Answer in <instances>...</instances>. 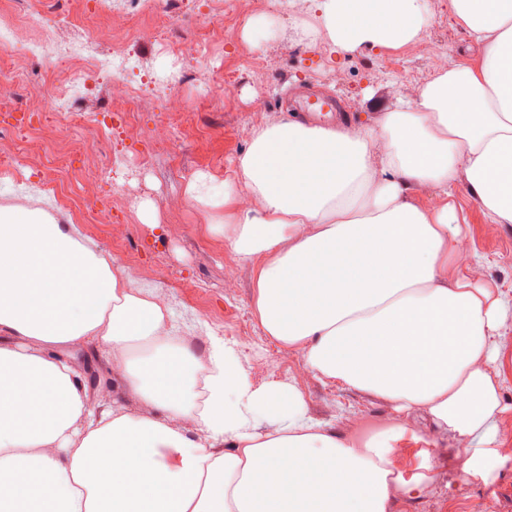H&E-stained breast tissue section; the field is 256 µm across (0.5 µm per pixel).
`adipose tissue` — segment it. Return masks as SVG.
<instances>
[{
  "instance_id": "adipose-tissue-1",
  "label": "adipose tissue",
  "mask_w": 512,
  "mask_h": 512,
  "mask_svg": "<svg viewBox=\"0 0 512 512\" xmlns=\"http://www.w3.org/2000/svg\"><path fill=\"white\" fill-rule=\"evenodd\" d=\"M312 39L331 48L415 44L429 0H311ZM477 49L413 105L343 131L283 119L254 129L232 178L190 181L239 260L255 265L253 310L316 377L386 401L394 423L367 437L310 416L292 383L253 387L233 345L200 358L141 281L76 225L0 207V512H391L429 477L394 450L412 416L498 458L500 397L487 375L512 301L467 275L451 187L512 224V0H448ZM440 200L429 211L409 192ZM254 208H242L241 195ZM146 345L149 357L134 356ZM92 353L145 408L88 397Z\"/></svg>"
}]
</instances>
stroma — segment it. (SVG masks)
<instances>
[{"label": "stroma", "instance_id": "stroma-1", "mask_svg": "<svg viewBox=\"0 0 512 512\" xmlns=\"http://www.w3.org/2000/svg\"><path fill=\"white\" fill-rule=\"evenodd\" d=\"M423 32V38L446 50L451 65L472 61V41L465 25L448 11V0ZM210 0H174V12L190 16V23L173 22L169 43L155 41L152 23L132 18L126 48L133 65L127 78L140 89L139 104L129 123L116 125L113 114L90 113L82 128L70 125L59 113L40 106L35 96L49 77L48 69L22 64L21 76L0 81V94L14 97L17 108L0 112V126L15 132L0 139V205H25L23 185H40L47 196L78 193L85 180L103 175L92 205L109 208L111 223L85 228L112 260L129 272L147 277L151 268L166 269L161 296L175 318L192 324L193 341L207 351L210 337L236 345L248 361L250 379L260 387L277 381L293 383L311 415L337 433L365 436L385 428L393 413L381 399L324 382L308 371L300 354L269 341L252 314L253 267L239 261L220 234L210 233V214L189 199L186 188L200 173L215 182L231 177L247 141L236 135L239 125L258 127L287 118L291 88L304 87L336 100L352 124L375 123L378 112L368 98L377 93L385 104L414 101L431 80L422 53L402 46L394 50L364 46L353 52H331L321 41L302 39L300 29L316 24L309 0H290V11H267L270 26L261 40H253L246 26L212 23ZM202 40L214 47L213 57L191 59L189 77L172 91L166 108H158L144 87L147 79H163L172 47ZM238 78L233 93L224 91V74ZM174 128L170 140L146 148L144 141L159 122ZM99 133L94 157L73 153L76 135ZM66 155L70 165L54 181H46V157ZM452 200L465 226L464 241L480 263L467 268L475 283L496 293L512 294V224H494L469 194L464 175H457ZM153 207L157 221L144 223L141 211ZM223 323H215L216 315ZM500 357L488 368L498 386L503 411L500 428H512V315L500 328ZM452 454L442 468H430L427 492L408 502L393 497V512H512V456L501 455L496 470L483 478L461 480L463 459L459 442L444 438Z\"/></svg>", "mask_w": 512, "mask_h": 512}]
</instances>
